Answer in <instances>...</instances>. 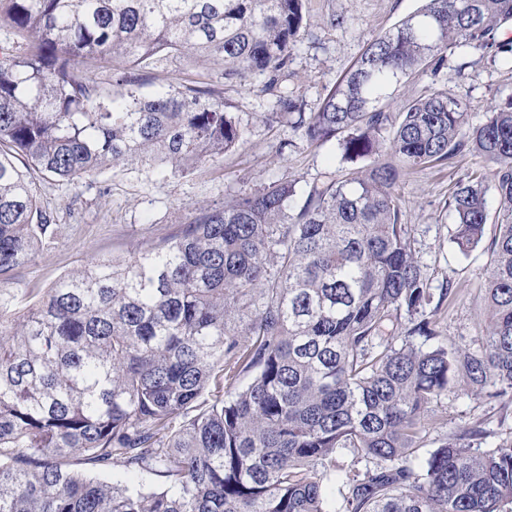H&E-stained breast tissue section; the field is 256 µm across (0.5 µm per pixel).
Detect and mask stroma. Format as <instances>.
I'll return each mask as SVG.
<instances>
[{
    "mask_svg": "<svg viewBox=\"0 0 512 512\" xmlns=\"http://www.w3.org/2000/svg\"><path fill=\"white\" fill-rule=\"evenodd\" d=\"M420 5L421 0H307L310 33L295 52L291 86L308 109L319 107L369 40ZM334 15L343 17V25H327V18ZM204 76L210 88L223 95L229 111L248 125L247 143L188 177L161 178L143 167L118 165L90 181L45 184L41 202L59 226L57 243L22 269L8 283V292L29 297L76 272L94 256L137 254L216 203L269 180L285 176L304 184L334 169L333 144L309 147L293 139L287 127L267 123L275 103L258 93L256 83L226 85L217 66L205 70ZM433 90L462 95L471 123H481L492 107L512 100V61L490 53L474 65L464 51H449L440 71L424 72L397 87L391 105L399 107L405 99ZM485 168L480 157L469 153L450 167L410 173L398 187L405 221L414 231L415 248L427 266L431 288L446 284L457 293L439 318V328L452 345L476 344L482 334L479 290L488 277V264L482 250L465 256L452 243L448 185ZM466 423L481 424L486 430L475 447L487 450L511 441L512 403L479 400L465 388L454 389L441 398L426 426L428 447H436Z\"/></svg>",
    "mask_w": 512,
    "mask_h": 512,
    "instance_id": "obj_1",
    "label": "stroma"
}]
</instances>
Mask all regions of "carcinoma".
I'll return each mask as SVG.
<instances>
[{
	"mask_svg": "<svg viewBox=\"0 0 512 512\" xmlns=\"http://www.w3.org/2000/svg\"><path fill=\"white\" fill-rule=\"evenodd\" d=\"M512 0H422L370 40L314 111L288 90L305 0H0V512H502L512 445L466 423L423 448L458 384L512 402V101L472 126L433 91L391 87L465 47L477 63ZM263 78L277 119L336 169L242 191L132 257H94L19 301L53 248L40 187L123 164L189 176L249 130L202 78L142 92L164 61ZM123 71L116 92L104 76ZM448 192L467 255L489 223L484 336L445 344L397 192L463 153ZM349 451V464L336 456ZM160 481L151 490L92 471Z\"/></svg>",
	"mask_w": 512,
	"mask_h": 512,
	"instance_id": "cac0c4a2",
	"label": "carcinoma"
}]
</instances>
